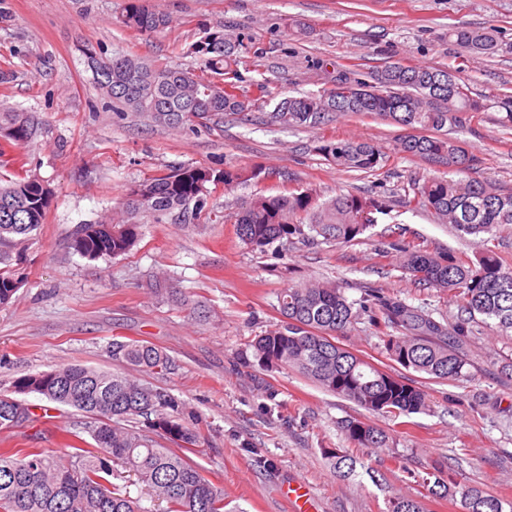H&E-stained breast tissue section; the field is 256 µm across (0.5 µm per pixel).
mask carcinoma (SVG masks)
Segmentation results:
<instances>
[{
	"label": "carcinoma",
	"instance_id": "carcinoma-1",
	"mask_svg": "<svg viewBox=\"0 0 512 512\" xmlns=\"http://www.w3.org/2000/svg\"><path fill=\"white\" fill-rule=\"evenodd\" d=\"M123 23L138 32L167 28L170 19L144 3L129 0ZM456 43L476 54L492 55L498 42L489 32L455 31ZM209 70L222 76L218 83L206 74H191L159 66L130 55L91 58L95 83L122 110H130L168 128L217 126L224 114H243L263 101L267 87L257 95L239 92L238 66L232 37L214 36ZM487 104L471 95L461 77L448 85V71L393 63L374 75L373 83L348 78L319 96L281 99L269 120L283 127H319L338 112L372 113L415 133L400 140L398 152L445 166L450 172L474 170L478 159L448 133L479 118ZM36 132L33 117L7 112L0 117V140L20 146ZM319 151L337 167L366 173L377 171L383 153L367 141H326ZM259 177L247 169H209L182 166L132 187L123 202L124 220L80 225L72 247L92 260L128 253L142 236V215L177 213L192 223L205 207V185L226 187ZM413 197L407 203L430 211L454 225L461 235L479 239L482 249L473 260H463L448 249L432 252L427 246L392 236L391 250L399 253L400 268L422 286L437 288L456 306L452 321L440 322L418 307L378 290L365 294L359 307L371 312L379 326L402 331L388 334L385 351L391 370L380 369L336 344L357 318L354 302L344 287L331 281L300 282L278 297L280 324L255 336L249 347L266 369H293L323 389L355 401L371 414L393 418L428 410L423 389L409 382L404 372L422 373L438 381L459 382L467 377V346L476 316L491 331L512 334V263L488 246L487 235L512 231V194H502L478 179L437 177L409 182ZM51 190L35 177L17 173L0 184V305L17 291L21 273L11 264L10 250L44 223ZM389 214L374 197L338 195L319 201L311 189L289 194L255 195L224 216L235 224L240 241L264 252L276 242L293 239L310 243L350 244ZM112 361L131 369L168 374L174 360L155 345L137 340H112ZM14 396L0 394V429L22 428L32 420L30 404L22 396L36 394L70 406L87 418L90 446L75 432L62 433L65 456L41 448H11L0 453V512H148L142 500L156 503L157 512H224V484L208 478L192 455L198 452L199 420L164 388L142 383L122 372L97 370L82 364L55 367L18 378ZM340 429L352 447L331 451L336 471L355 472L354 452L390 447L385 431L356 417L341 421ZM165 439L173 444L166 448ZM429 493L456 494L457 483L434 467ZM463 512H512V501L480 486L461 492ZM387 512H425L421 500L395 497Z\"/></svg>",
	"mask_w": 512,
	"mask_h": 512
}]
</instances>
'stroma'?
<instances>
[{
	"label": "stroma",
	"mask_w": 512,
	"mask_h": 512,
	"mask_svg": "<svg viewBox=\"0 0 512 512\" xmlns=\"http://www.w3.org/2000/svg\"><path fill=\"white\" fill-rule=\"evenodd\" d=\"M170 18L162 32L141 34L121 17L127 0H0V113L24 112L37 135L12 148L28 175L52 191L44 224L11 256L24 274L12 300L0 306V391L17 378L79 363L115 371L113 338L152 343L174 358V373L137 372L141 382L169 390L200 419L202 451L195 457L209 478L223 482L225 512H290L281 494L302 480L317 512H386L389 497H420L427 512H461L459 500L430 496L421 478L435 465L457 483L478 484L512 501V376L498 358H512V337L476 335L473 363L459 383L424 375L428 411L407 423L375 415L393 439L363 457L351 477L340 476L328 450L347 447L338 424L364 416L354 401L334 395L291 369L258 365L249 342L275 327L278 297L301 281L332 280L349 299L368 289L398 295L434 318H452L445 293L416 286L400 257L376 250L399 225L406 240L430 250L474 257V238L405 204L403 184L445 175L444 167L400 154L408 128L373 114H342L327 124L283 129L267 118L288 96L320 95L337 79L372 81L393 62L452 69L488 109L457 129L479 160L477 177L512 192V128L492 101L512 95V0H148ZM492 33L500 47L478 56L457 46L453 30ZM231 31L242 59L239 87L270 95L246 117L225 115L221 127L173 131L117 111L98 89L89 56L133 55L201 74L211 55L207 40ZM364 140L387 155L382 169H336L319 151L326 140ZM179 166L215 171L259 170L258 179L232 187L208 185L205 207L191 224L176 215L145 217L140 242L117 257L86 258L73 250L77 226L120 219L125 194L143 180ZM311 189L320 199L371 196L390 213L366 241L285 243L260 253L246 249L226 213L252 196ZM164 295H157L156 287ZM340 344L385 363L384 342L360 315ZM56 419L0 430V448L59 453L60 429H82V413L56 407ZM264 463H256L254 449ZM376 478H369V471Z\"/></svg>",
	"instance_id": "1"
}]
</instances>
